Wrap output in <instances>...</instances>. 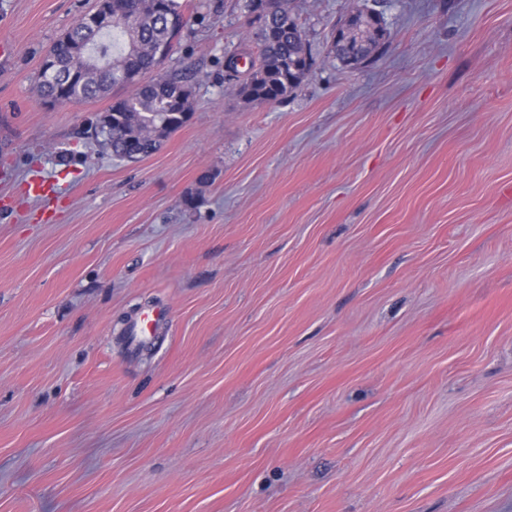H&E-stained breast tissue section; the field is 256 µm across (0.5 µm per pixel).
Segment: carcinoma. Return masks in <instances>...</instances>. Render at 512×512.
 <instances>
[{
	"label": "carcinoma",
	"instance_id": "cac0c4a2",
	"mask_svg": "<svg viewBox=\"0 0 512 512\" xmlns=\"http://www.w3.org/2000/svg\"><path fill=\"white\" fill-rule=\"evenodd\" d=\"M105 2L96 0L93 11L82 15L47 51L57 65L51 73L40 69V101H85L118 85L133 86L131 95L99 118L96 135L112 156L125 160L136 154L141 159L159 151L193 109V88L183 74L142 80L173 52L187 17L182 0H112V28L128 42V50L114 56L102 28L91 26L92 13L103 10ZM253 2L245 0L244 9L250 14L249 38L257 52L248 80L236 87L249 101L279 102L300 86L315 59L291 8L255 17Z\"/></svg>",
	"mask_w": 512,
	"mask_h": 512
}]
</instances>
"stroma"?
<instances>
[{
	"instance_id": "obj_1",
	"label": "stroma",
	"mask_w": 512,
	"mask_h": 512,
	"mask_svg": "<svg viewBox=\"0 0 512 512\" xmlns=\"http://www.w3.org/2000/svg\"><path fill=\"white\" fill-rule=\"evenodd\" d=\"M94 2L0 0V512H512V0H291L276 104L224 81L242 0H183L193 114L135 162L129 88L38 98Z\"/></svg>"
}]
</instances>
